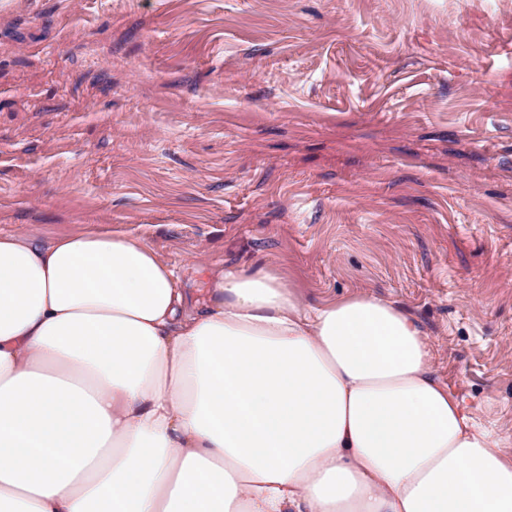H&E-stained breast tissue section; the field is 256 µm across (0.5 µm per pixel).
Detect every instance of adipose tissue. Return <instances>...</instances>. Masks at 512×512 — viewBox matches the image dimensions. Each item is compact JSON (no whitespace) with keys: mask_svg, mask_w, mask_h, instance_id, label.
I'll use <instances>...</instances> for the list:
<instances>
[{"mask_svg":"<svg viewBox=\"0 0 512 512\" xmlns=\"http://www.w3.org/2000/svg\"><path fill=\"white\" fill-rule=\"evenodd\" d=\"M505 443L392 301L0 234V512H512Z\"/></svg>","mask_w":512,"mask_h":512,"instance_id":"obj_1","label":"adipose tissue"}]
</instances>
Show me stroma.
Returning a JSON list of instances; mask_svg holds the SVG:
<instances>
[{
	"mask_svg": "<svg viewBox=\"0 0 512 512\" xmlns=\"http://www.w3.org/2000/svg\"><path fill=\"white\" fill-rule=\"evenodd\" d=\"M371 293L512 438V0H0V233Z\"/></svg>",
	"mask_w": 512,
	"mask_h": 512,
	"instance_id": "obj_1",
	"label": "stroma"
}]
</instances>
